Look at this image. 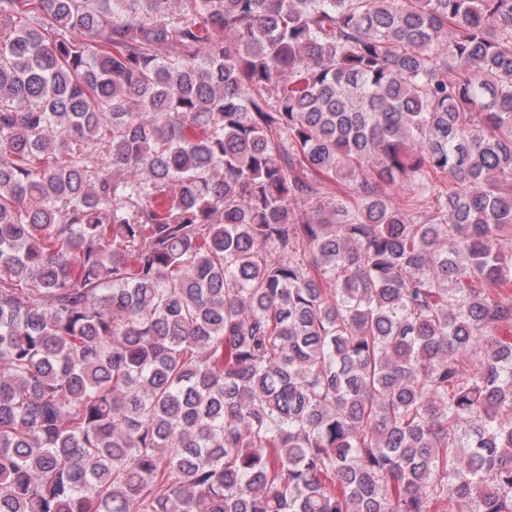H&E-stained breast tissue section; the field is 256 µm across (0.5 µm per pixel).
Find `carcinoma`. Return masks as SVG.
I'll return each mask as SVG.
<instances>
[{
	"label": "carcinoma",
	"instance_id": "1",
	"mask_svg": "<svg viewBox=\"0 0 512 512\" xmlns=\"http://www.w3.org/2000/svg\"><path fill=\"white\" fill-rule=\"evenodd\" d=\"M457 504L512 512V0H0V512Z\"/></svg>",
	"mask_w": 512,
	"mask_h": 512
}]
</instances>
